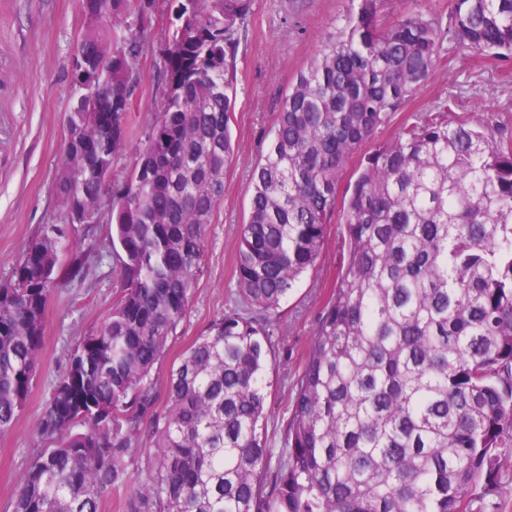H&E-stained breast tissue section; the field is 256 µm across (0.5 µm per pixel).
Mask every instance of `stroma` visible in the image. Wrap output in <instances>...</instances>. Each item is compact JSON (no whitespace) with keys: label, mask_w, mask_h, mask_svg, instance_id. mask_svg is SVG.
Returning <instances> with one entry per match:
<instances>
[{"label":"stroma","mask_w":512,"mask_h":512,"mask_svg":"<svg viewBox=\"0 0 512 512\" xmlns=\"http://www.w3.org/2000/svg\"><path fill=\"white\" fill-rule=\"evenodd\" d=\"M132 18L140 43L133 110L126 147L112 161V183H121L135 163L149 123L166 88L163 56L170 0H140ZM360 0H253L239 34L236 105L230 130L237 160L224 180V201L207 229L203 269L188 310L155 373L164 385L175 360L232 304L237 289L235 242L247 218L252 168L265 153L282 100L297 72L312 60L336 18L357 12ZM452 0H377L375 19L387 25L420 12L448 22ZM83 32L78 0H0V284L6 283L24 248L43 225L62 221L54 185L63 151L76 45ZM456 98L449 122L479 120L496 137L512 140V61L445 47L429 80L377 134L389 139L418 113ZM110 210L99 224L68 226L61 256L83 252L85 280L53 290L45 311L39 364L25 408L14 429L0 435V512H13L31 459L46 448L37 427L42 411L75 347L99 327L112 307L119 266L112 256ZM340 218L327 226V244L314 269L282 302L275 359L268 373L267 445L282 446L291 406V384L301 372L336 283Z\"/></svg>","instance_id":"1"}]
</instances>
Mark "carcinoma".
<instances>
[{"instance_id":"cac0c4a2","label":"carcinoma","mask_w":512,"mask_h":512,"mask_svg":"<svg viewBox=\"0 0 512 512\" xmlns=\"http://www.w3.org/2000/svg\"><path fill=\"white\" fill-rule=\"evenodd\" d=\"M452 2L444 28L421 12L380 27L374 0H361L296 74L252 169L238 301L172 366L159 412L153 372L235 159L237 35L252 0H174L161 110L109 190L97 171L126 147L137 0H80L55 191L86 225L111 194L120 280L42 412L52 446L13 512H100L145 436L154 467L127 512H472L497 483L512 445V141L428 116L375 141L444 43L512 60V0ZM339 206L336 286L274 460L262 427L278 310L315 267ZM65 235L44 225L0 285L1 435L24 410L52 289L86 273L83 254L60 259Z\"/></svg>"}]
</instances>
